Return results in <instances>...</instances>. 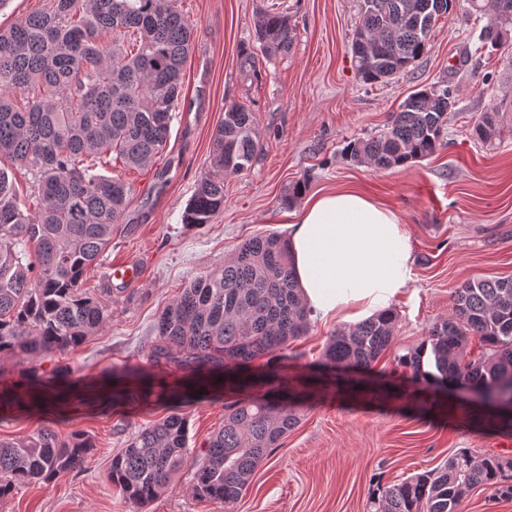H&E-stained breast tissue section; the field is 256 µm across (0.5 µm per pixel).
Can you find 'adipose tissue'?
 <instances>
[{
	"label": "adipose tissue",
	"mask_w": 512,
	"mask_h": 512,
	"mask_svg": "<svg viewBox=\"0 0 512 512\" xmlns=\"http://www.w3.org/2000/svg\"><path fill=\"white\" fill-rule=\"evenodd\" d=\"M288 250L303 303L325 321L386 312L413 281L398 215L350 188L306 198L289 226Z\"/></svg>",
	"instance_id": "obj_1"
}]
</instances>
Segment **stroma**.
Here are the masks:
<instances>
[{
	"instance_id": "obj_1",
	"label": "stroma",
	"mask_w": 512,
	"mask_h": 512,
	"mask_svg": "<svg viewBox=\"0 0 512 512\" xmlns=\"http://www.w3.org/2000/svg\"><path fill=\"white\" fill-rule=\"evenodd\" d=\"M193 25L182 96L170 137L146 168L103 155L99 173L132 189L112 245L83 276L87 291H112V317L79 347L31 361L0 359V389L15 390L0 408V439H22L49 426L61 436L89 435L83 466L51 482L23 485L0 498V512H371L370 492L442 466L466 449L512 458V438L462 419L454 408L424 401L423 384L402 375L398 358L419 348L447 319L463 282L512 276V40L499 50L478 39L486 17L466 0L441 16L425 53L385 83L355 76L351 41L359 0H178ZM287 13L295 37L287 53L261 60L246 79L238 50L255 39L264 9ZM447 82L456 105L443 146L431 157L392 170L347 161L348 141L380 132L418 89ZM243 103L255 113L260 148L247 171L224 178V211L213 223L183 224L182 215L209 169L213 134L224 110ZM499 114L493 143L476 140L482 113ZM308 179V194L353 186L391 208L410 236L414 280L397 300L395 339L372 377L394 384L389 398L353 397L330 388L299 401L300 421L255 469L232 505L198 497L184 469L152 502L126 501L109 480L112 457L138 432L177 411L188 424L189 452L201 453L224 420V394L172 400L182 370L155 364L154 324L183 288L223 266L248 238L287 235L298 204L282 199ZM134 265L137 279L112 276ZM339 323L311 320L284 361L309 375ZM139 370L149 391L114 402L112 378Z\"/></svg>"
}]
</instances>
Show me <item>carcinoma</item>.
<instances>
[{"label":"carcinoma","instance_id":"carcinoma-1","mask_svg":"<svg viewBox=\"0 0 512 512\" xmlns=\"http://www.w3.org/2000/svg\"><path fill=\"white\" fill-rule=\"evenodd\" d=\"M177 0H48L47 9L0 28V357L32 360L74 349L98 334L112 300L93 296L82 279L123 223L130 188L94 172L95 158L115 151L128 167L145 168L169 138L182 95V70L192 24ZM455 0H360L351 51L365 84L405 71L426 51L438 18ZM489 21L482 45L512 35V0H470ZM110 36V42L102 37ZM131 36L136 52L124 48ZM288 17L261 12L259 49L242 46L246 75L260 73L258 57L289 50ZM448 88L409 95L384 132L347 143L344 156L379 170L406 166L436 152L448 125ZM476 139L498 134V113L474 124ZM259 146L255 113L225 108L210 158L187 203L183 223H211L224 211V175L251 167ZM32 171L36 202L16 196L7 166ZM33 245L38 264L26 261ZM452 313L435 324L421 348L398 357L403 373L433 388L434 403L448 387L472 393L464 410L480 423L512 431V277L467 281L452 295ZM397 314L388 312L340 330L326 343L320 364L365 371L394 342ZM287 240L278 234L246 240L217 272L192 282L158 317L151 347L155 363L192 374L193 391H209L231 377L244 392L224 406V423L203 454L189 457L188 424L173 411L140 431L112 458L109 479L135 505L157 498L189 466L196 495L235 502L258 463L299 422L296 386L282 369L283 351L308 332ZM476 338L486 351L466 352ZM266 358L265 371L252 363ZM95 445L84 434L63 439L44 427L19 440L0 439V497L30 482H50L81 467ZM484 487L496 501H512V458L477 461L461 450L440 468L372 490L374 512H458L464 497Z\"/></svg>","mask_w":512,"mask_h":512}]
</instances>
